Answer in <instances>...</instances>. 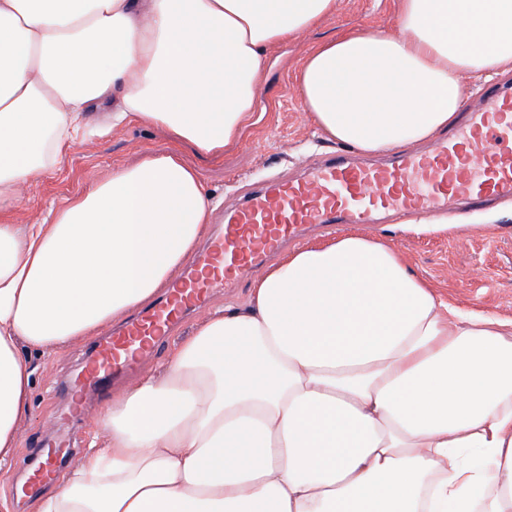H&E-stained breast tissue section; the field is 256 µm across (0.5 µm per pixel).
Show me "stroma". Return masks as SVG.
Segmentation results:
<instances>
[{
    "mask_svg": "<svg viewBox=\"0 0 512 512\" xmlns=\"http://www.w3.org/2000/svg\"><path fill=\"white\" fill-rule=\"evenodd\" d=\"M395 13L396 0H336L331 17L299 38L276 44L262 74L264 115L215 159L199 158L191 147L174 145L162 130L150 126L113 128L111 104L92 109L89 120L101 129V136L66 148L54 171L26 188L8 215L9 223L50 222L73 197L108 179L116 166L146 154L177 151L185 163L199 169L206 191L221 209L237 204L270 178L303 174L310 163L342 149L310 123L296 95L295 76L303 59L320 42L350 29H394ZM341 233L389 241L412 272L462 310L512 319V200L477 211L455 205L411 223L381 213L373 224L308 229L297 244L305 247ZM88 350L82 344L34 358L30 408L13 469L16 481L26 476L39 450L55 443L85 453L93 425L66 422L73 394L63 391L62 383L80 375Z\"/></svg>",
    "mask_w": 512,
    "mask_h": 512,
    "instance_id": "1",
    "label": "stroma"
}]
</instances>
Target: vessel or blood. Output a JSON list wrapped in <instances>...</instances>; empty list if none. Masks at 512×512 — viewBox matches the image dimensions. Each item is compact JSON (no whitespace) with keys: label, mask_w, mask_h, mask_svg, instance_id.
Returning <instances> with one entry per match:
<instances>
[{"label":"vessel or blood","mask_w":512,"mask_h":512,"mask_svg":"<svg viewBox=\"0 0 512 512\" xmlns=\"http://www.w3.org/2000/svg\"><path fill=\"white\" fill-rule=\"evenodd\" d=\"M509 196L512 91L492 88L483 108L467 113L428 152L393 153L380 165L336 154L312 166L307 178L272 180L243 205L224 210L216 235L190 258L184 277L121 330L92 343L83 380L111 394L112 378L128 360L151 354L216 289L257 272L304 225L366 224L378 211L416 213L460 199L482 205ZM57 459L43 455L31 487L53 481Z\"/></svg>","instance_id":"b4317fda"}]
</instances>
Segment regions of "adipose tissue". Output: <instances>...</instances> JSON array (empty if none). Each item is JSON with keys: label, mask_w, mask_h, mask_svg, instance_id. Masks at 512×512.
<instances>
[{"label": "adipose tissue", "mask_w": 512, "mask_h": 512, "mask_svg": "<svg viewBox=\"0 0 512 512\" xmlns=\"http://www.w3.org/2000/svg\"><path fill=\"white\" fill-rule=\"evenodd\" d=\"M336 0H0V212L54 170L93 106L217 158L263 107L269 50ZM397 34L315 47L299 100L363 152L435 138L464 80L512 70V0H398ZM210 198L144 157L50 224H0V477L29 355L73 346L164 288ZM33 512H512V322L462 315L388 242L300 248L122 391Z\"/></svg>", "instance_id": "1"}]
</instances>
